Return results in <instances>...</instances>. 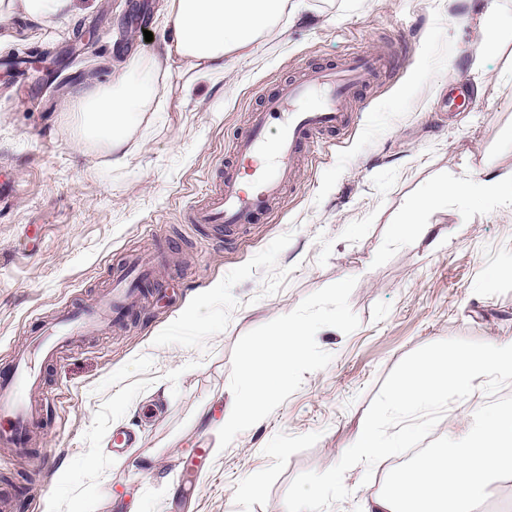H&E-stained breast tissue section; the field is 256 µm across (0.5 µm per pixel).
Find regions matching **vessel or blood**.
I'll return each instance as SVG.
<instances>
[{
  "mask_svg": "<svg viewBox=\"0 0 512 512\" xmlns=\"http://www.w3.org/2000/svg\"><path fill=\"white\" fill-rule=\"evenodd\" d=\"M385 55L354 51L341 64L305 68L252 111L246 132L231 149L230 170L206 201L191 209L194 224L228 230L271 214L288 183L303 144L324 132H342L352 124L347 104L378 82ZM149 265L132 257L114 273L112 286L94 302L62 309L40 329L36 353L16 352L0 370V447L25 450L48 417L54 399L43 391L33 356L57 362L64 349L82 338L119 325L139 300L138 280L150 276Z\"/></svg>",
  "mask_w": 512,
  "mask_h": 512,
  "instance_id": "obj_1",
  "label": "vessel or blood"
}]
</instances>
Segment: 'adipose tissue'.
Returning a JSON list of instances; mask_svg holds the SVG:
<instances>
[{
    "instance_id": "ef3b65f1",
    "label": "adipose tissue",
    "mask_w": 512,
    "mask_h": 512,
    "mask_svg": "<svg viewBox=\"0 0 512 512\" xmlns=\"http://www.w3.org/2000/svg\"><path fill=\"white\" fill-rule=\"evenodd\" d=\"M311 22L298 0H167L160 49L133 58L113 90L84 98V125L112 149L127 142L131 116L152 111L165 97L173 68L213 75L250 57L258 39L282 18ZM467 446L432 449L405 478L367 499L364 512H473L488 478L512 475V410L470 430Z\"/></svg>"
}]
</instances>
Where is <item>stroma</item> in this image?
<instances>
[{
  "label": "stroma",
  "instance_id": "stroma-1",
  "mask_svg": "<svg viewBox=\"0 0 512 512\" xmlns=\"http://www.w3.org/2000/svg\"><path fill=\"white\" fill-rule=\"evenodd\" d=\"M164 2L73 0L46 25L0 16V57L44 77L0 68V182L17 184L0 209V368L54 309L109 287L130 254L164 273L142 282L149 301L123 325L44 367L56 406L43 437L29 462L0 453V492L25 512H280L298 474L339 461L407 354L450 338L512 340V278L498 275L512 265V194L484 187L512 173V0H307L315 23L262 39L220 80L189 93L173 70L160 111L137 115L117 164L75 106L112 88L127 59L155 52L144 34L160 32ZM482 15L500 40L474 30ZM79 29L99 36L76 54ZM354 50L407 59L360 93L349 130L305 152L273 217L221 236L188 223L262 97L299 67ZM460 75L473 102L452 112L448 84ZM461 183L471 197L452 194ZM428 197L423 230L398 236L403 214ZM349 277L359 327L322 328L331 363L219 449L237 341ZM501 407H512V384L451 403L417 447L377 463L370 483L364 467L347 471L351 495L330 512H364L398 471ZM118 430L136 440L117 451ZM46 453L54 467L42 484L31 465Z\"/></svg>",
  "mask_w": 512,
  "mask_h": 512
}]
</instances>
